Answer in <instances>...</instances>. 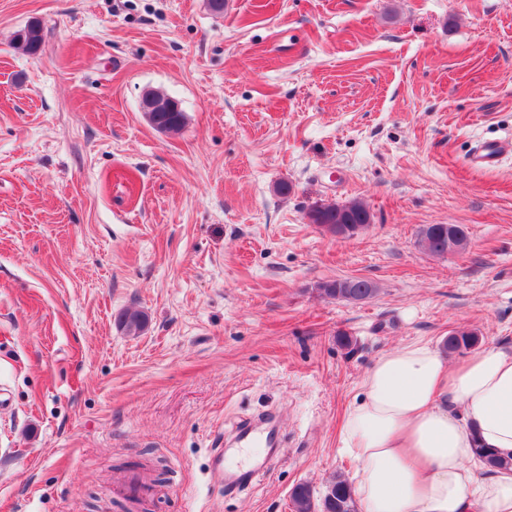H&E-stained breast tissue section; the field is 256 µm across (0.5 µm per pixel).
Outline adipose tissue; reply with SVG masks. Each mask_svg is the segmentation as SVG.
<instances>
[{
    "label": "adipose tissue",
    "instance_id": "obj_1",
    "mask_svg": "<svg viewBox=\"0 0 512 512\" xmlns=\"http://www.w3.org/2000/svg\"><path fill=\"white\" fill-rule=\"evenodd\" d=\"M512 456V350L448 364L428 342L377 359L340 439L358 512H512V470L475 473V444Z\"/></svg>",
    "mask_w": 512,
    "mask_h": 512
}]
</instances>
